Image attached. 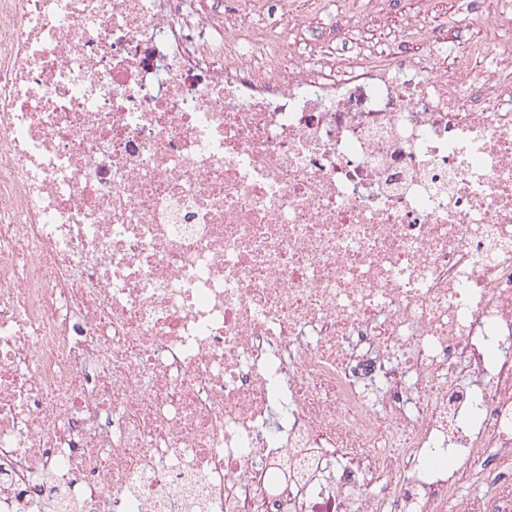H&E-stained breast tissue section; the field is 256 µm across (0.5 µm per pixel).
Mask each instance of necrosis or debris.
Returning <instances> with one entry per match:
<instances>
[{"instance_id": "necrosis-or-debris-1", "label": "necrosis or debris", "mask_w": 512, "mask_h": 512, "mask_svg": "<svg viewBox=\"0 0 512 512\" xmlns=\"http://www.w3.org/2000/svg\"><path fill=\"white\" fill-rule=\"evenodd\" d=\"M253 2L0 0V512H512V38ZM327 9L317 13L313 0H296V9L302 23L296 29L290 44V52L298 59L336 57L342 47L329 37L330 25L340 7L336 0H328Z\"/></svg>"}]
</instances>
